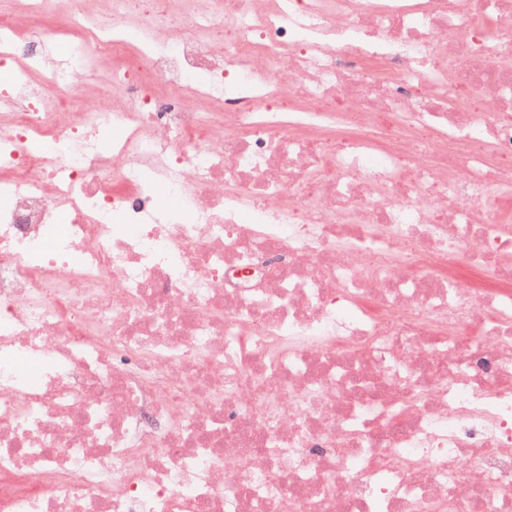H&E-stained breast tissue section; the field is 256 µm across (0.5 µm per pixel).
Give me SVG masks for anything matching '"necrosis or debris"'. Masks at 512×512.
I'll list each match as a JSON object with an SVG mask.
<instances>
[{
    "label": "necrosis or debris",
    "instance_id": "obj_1",
    "mask_svg": "<svg viewBox=\"0 0 512 512\" xmlns=\"http://www.w3.org/2000/svg\"><path fill=\"white\" fill-rule=\"evenodd\" d=\"M4 65L0 512H512V0H0Z\"/></svg>",
    "mask_w": 512,
    "mask_h": 512
}]
</instances>
